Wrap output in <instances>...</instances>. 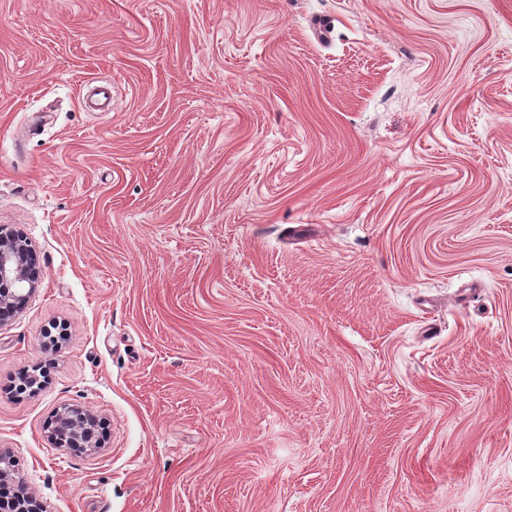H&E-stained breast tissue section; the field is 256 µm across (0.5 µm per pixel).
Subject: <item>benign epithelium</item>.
Returning a JSON list of instances; mask_svg holds the SVG:
<instances>
[{
    "mask_svg": "<svg viewBox=\"0 0 512 512\" xmlns=\"http://www.w3.org/2000/svg\"><path fill=\"white\" fill-rule=\"evenodd\" d=\"M0 322L4 313H16L25 308L39 286L34 250L28 238L20 232L0 230ZM94 416L79 407L64 406L58 412L53 439L60 446L94 448Z\"/></svg>",
    "mask_w": 512,
    "mask_h": 512,
    "instance_id": "obj_1",
    "label": "benign epithelium"
}]
</instances>
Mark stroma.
<instances>
[{
    "label": "stroma",
    "instance_id": "obj_1",
    "mask_svg": "<svg viewBox=\"0 0 512 512\" xmlns=\"http://www.w3.org/2000/svg\"><path fill=\"white\" fill-rule=\"evenodd\" d=\"M0 227L47 512H512V0H0ZM95 83V84H94ZM92 84H94L92 86ZM87 85V92L81 94L80 103L87 109L108 112L112 109V83L108 80L92 82ZM0 283L11 288H0V322L5 312L22 310L39 286L31 242L21 232L0 230ZM94 416L79 407L63 406L58 412L53 439L59 446L97 447L93 441Z\"/></svg>",
    "mask_w": 512,
    "mask_h": 512
}]
</instances>
